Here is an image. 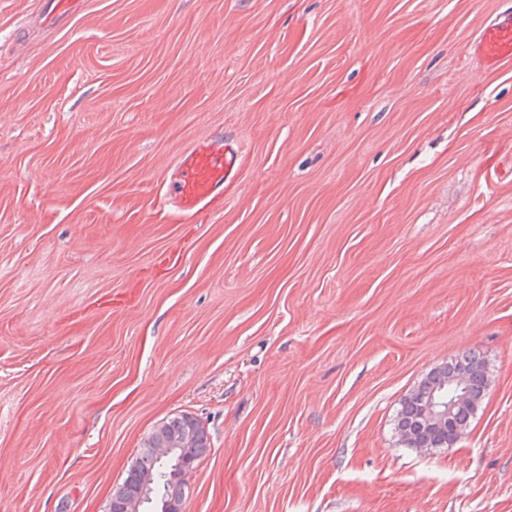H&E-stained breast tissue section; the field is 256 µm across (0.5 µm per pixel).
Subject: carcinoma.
<instances>
[{"mask_svg":"<svg viewBox=\"0 0 512 512\" xmlns=\"http://www.w3.org/2000/svg\"><path fill=\"white\" fill-rule=\"evenodd\" d=\"M461 370L468 372L467 393L472 405L457 409L445 427L429 432V436L437 448L451 447L455 440V431L467 428L474 416L477 405L482 403L487 391L484 360L480 354L474 351L468 352L456 361L430 372L422 381V384L430 385L442 378L454 376ZM421 413L422 399L419 393L413 391L401 401L400 409L397 411L395 418V430L399 435V440L407 448L421 447ZM188 428V414L181 413L167 419L153 429L143 441L142 450L136 457L137 469L127 472L122 482V496L109 499L111 508L108 509V512H124L123 498L139 495V473L143 471H149L155 476L156 495L162 496L168 493L169 485L166 476L171 470V463L157 459L153 449L161 447L173 435Z\"/></svg>","mask_w":512,"mask_h":512,"instance_id":"cac0c4a2","label":"carcinoma"}]
</instances>
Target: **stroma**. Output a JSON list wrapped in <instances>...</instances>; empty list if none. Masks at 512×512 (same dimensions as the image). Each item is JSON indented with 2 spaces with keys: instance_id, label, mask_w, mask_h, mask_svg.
<instances>
[{
  "instance_id": "1",
  "label": "stroma",
  "mask_w": 512,
  "mask_h": 512,
  "mask_svg": "<svg viewBox=\"0 0 512 512\" xmlns=\"http://www.w3.org/2000/svg\"><path fill=\"white\" fill-rule=\"evenodd\" d=\"M0 0V512H107L180 413L184 512H512V0ZM222 208L161 207L194 141ZM479 352L449 448L401 401ZM477 47L488 62L499 63L512 57V17L487 25L478 41Z\"/></svg>"
}]
</instances>
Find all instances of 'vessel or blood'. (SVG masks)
<instances>
[{"label":"vessel or blood","instance_id":"1","mask_svg":"<svg viewBox=\"0 0 512 512\" xmlns=\"http://www.w3.org/2000/svg\"><path fill=\"white\" fill-rule=\"evenodd\" d=\"M478 47L488 62L512 57V17L487 25ZM237 156L223 139L196 141L175 160L173 177L164 195L165 206L183 217H191L221 199L224 182L233 172Z\"/></svg>","mask_w":512,"mask_h":512}]
</instances>
